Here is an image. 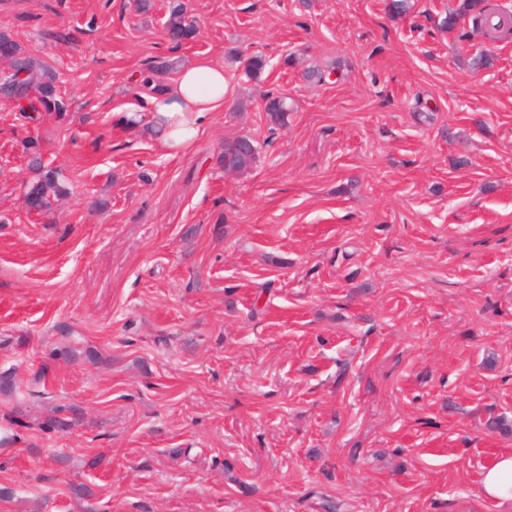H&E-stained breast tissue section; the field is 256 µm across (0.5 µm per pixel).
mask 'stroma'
Wrapping results in <instances>:
<instances>
[{"label":"stroma","mask_w":512,"mask_h":512,"mask_svg":"<svg viewBox=\"0 0 512 512\" xmlns=\"http://www.w3.org/2000/svg\"><path fill=\"white\" fill-rule=\"evenodd\" d=\"M170 2L0 0L72 100L0 101V512H512L480 486L512 453V38L442 28L459 0H184L175 48ZM199 59L227 107L173 157L125 116ZM30 138L70 187L42 212ZM165 29L173 47H179L185 42L192 41L198 32L194 21L187 16L186 6L182 2L170 7ZM265 112L272 124L283 126L288 122V104L284 97L267 92L264 96ZM252 142V147L244 153H238L233 156L227 157L226 156V150L223 148L220 156H219V163L220 165L226 169L224 172L225 174H233L234 171L236 173H243L251 168H253V165L257 161V146L255 142L249 138ZM234 170V171H233Z\"/></svg>","instance_id":"35a3bbf8"}]
</instances>
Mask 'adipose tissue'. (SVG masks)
Returning a JSON list of instances; mask_svg holds the SVG:
<instances>
[{
	"label": "adipose tissue",
	"mask_w": 512,
	"mask_h": 512,
	"mask_svg": "<svg viewBox=\"0 0 512 512\" xmlns=\"http://www.w3.org/2000/svg\"><path fill=\"white\" fill-rule=\"evenodd\" d=\"M227 85L221 66L199 60L183 66L175 83L152 96L151 122L165 147L174 154L189 150L204 125L226 104ZM483 494L498 503H512V454L500 455L480 476Z\"/></svg>",
	"instance_id": "ef3b65f1"
}]
</instances>
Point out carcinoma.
<instances>
[{"label": "carcinoma", "instance_id": "carcinoma-1", "mask_svg": "<svg viewBox=\"0 0 512 512\" xmlns=\"http://www.w3.org/2000/svg\"><path fill=\"white\" fill-rule=\"evenodd\" d=\"M463 18L468 19L473 28L485 29L494 37L512 32V15L489 9L487 0H462L459 8L443 19L442 27L452 30L458 20ZM165 29L169 42L175 47L193 40L198 32L182 2L170 7ZM0 61L13 68L12 74L0 78V94L11 101L18 111L26 114L29 120L37 122L43 113L63 117L70 112L69 99L59 91L58 75L54 67L27 55L12 34L5 30H0ZM266 66L267 61L263 56L254 55L247 59L245 72L250 78L258 80ZM172 68L173 64L168 61L153 65L143 77L142 86L151 93L165 89L161 77ZM264 101L270 122L285 125L289 112L285 98L268 92ZM25 149L32 177L25 183L24 201L29 210L44 211L49 208L52 200L68 195L66 180L62 170L43 164L38 142L27 141ZM256 161L255 145L244 153L228 157L223 151L219 156L223 168H230L237 173L250 170ZM67 411L71 416L48 418L41 428L59 431L72 428L79 421V412L74 407L67 408Z\"/></svg>", "mask_w": 512, "mask_h": 512}]
</instances>
